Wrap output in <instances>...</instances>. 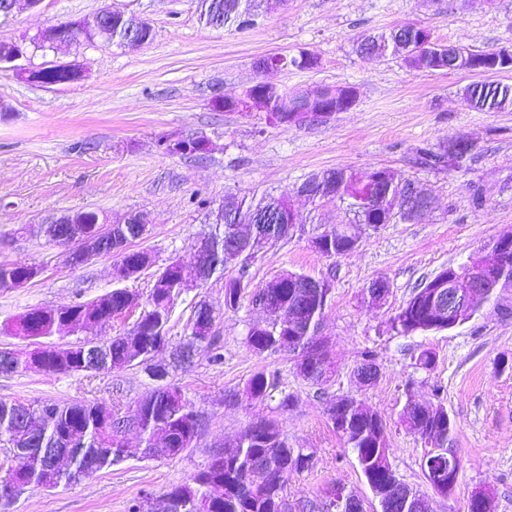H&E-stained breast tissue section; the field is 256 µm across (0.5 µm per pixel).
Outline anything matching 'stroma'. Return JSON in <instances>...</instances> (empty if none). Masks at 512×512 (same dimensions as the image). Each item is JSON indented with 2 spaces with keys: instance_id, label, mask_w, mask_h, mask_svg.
<instances>
[{
  "instance_id": "obj_1",
  "label": "stroma",
  "mask_w": 512,
  "mask_h": 512,
  "mask_svg": "<svg viewBox=\"0 0 512 512\" xmlns=\"http://www.w3.org/2000/svg\"><path fill=\"white\" fill-rule=\"evenodd\" d=\"M106 4L148 21L152 40L136 48L82 40L30 54L34 67H78L80 79L65 85L42 86L0 69V100L7 106L0 112V265L41 269L26 287L0 289V348L28 352V342L6 329L28 309L87 302L113 288V256L71 267L64 249L38 230L49 215L96 210L116 222L144 212L149 230L137 247L189 268L206 207L228 195L284 194L297 213L295 232L251 263V285L261 287L285 270L329 283L321 334L335 374L315 385L297 374L291 355L252 353L244 338L264 315L247 301L225 310L224 278L214 275L176 301L168 323L172 344H179L195 303L207 300L219 311L214 349H199L176 367L169 354L158 356L169 366L168 383L201 416L191 448L144 459L135 431H127L129 454L119 464L49 491L27 489L9 512H128L134 499L188 482L225 441L261 418L278 422L292 447L314 454L313 466L285 488V512L321 502L336 484L362 499L366 512H379L353 450L327 422V402L345 395L381 416L397 477L427 499L430 512H467L481 488L489 491L493 512H512V290L450 330L402 335L389 327L421 283L512 234V111L464 105L460 92L477 74L411 69L356 45L363 33L415 23L442 44L512 49V0H272L257 25L242 31L204 26L195 0H42L38 9L0 19V41L92 18ZM302 51L317 57L314 69L255 70L261 57ZM259 79L291 92L351 86L358 99L328 123L288 128L263 112L212 109L214 95L238 93ZM164 135H202L212 147L202 158L168 155L157 147ZM458 139L472 145L460 166L420 164V150ZM377 168L411 180L427 197L419 216L397 212L389 224L367 230L342 203L312 204L296 193L314 172L347 169L365 178ZM334 224L351 225L360 242L345 256L327 258L309 239ZM378 278L391 291L381 307L364 295ZM424 349L436 355L428 369L415 363ZM368 351L379 376L363 387L355 371ZM260 370L278 374L293 396L288 410L274 399L242 397ZM156 386L136 366L100 373L30 369L0 374V401L97 402L124 414ZM411 400L442 402L456 423L449 445L462 469L451 496L433 491L421 468L429 446L400 422Z\"/></svg>"
}]
</instances>
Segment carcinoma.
Here are the masks:
<instances>
[{"label":"carcinoma","instance_id":"obj_1","mask_svg":"<svg viewBox=\"0 0 512 512\" xmlns=\"http://www.w3.org/2000/svg\"><path fill=\"white\" fill-rule=\"evenodd\" d=\"M263 0H197L199 20L207 26L228 27L245 30L253 27L259 18ZM419 31L410 27L403 30L394 28L364 37L360 50L370 46L374 53H387L403 58L410 68L433 71L437 66L448 65V52L443 58H431L429 62L412 63L408 61L406 44L401 38H417ZM271 59L283 63L285 67L309 70L312 65L303 62V53L288 56L274 54ZM41 85H58L66 80V75L54 67L38 68ZM464 99L469 106L478 111L500 112L512 109V85L497 81H484L471 84L464 89ZM293 96L272 95L267 99L268 117L288 115V107ZM336 175V181L342 185L344 193L355 201L371 193L370 185L362 182L356 173L345 169L334 172L324 171L309 176L302 186L317 188L328 174ZM285 197L262 196L258 199L236 200L229 198L224 202V210L233 214V222L224 224V228H214L200 235V241L223 239L234 233L235 224H274L276 216L286 208ZM349 225L336 224L324 229V235L330 237L329 249L322 252L326 257H338L352 251L348 247ZM148 232L145 224L112 225V253L122 255L128 261L138 262L150 254L145 249L134 248V242ZM257 258V251L248 243L240 246L236 265L238 275L227 277L231 268L226 256H220L215 266L205 271L210 278L219 272L224 275V309L235 311L241 306L244 291L242 287L250 285L248 267ZM28 271L26 264L0 265V287L12 289L14 280ZM178 266L169 267L166 276L152 273L153 284L148 294V310L139 325L140 335L112 336L98 346L96 359L101 370L110 372L128 366H141L145 373L156 381L167 377L164 365L154 362L155 345L165 347L170 344L167 336V324L172 304L166 302V295L175 286ZM304 274L285 271L261 287L269 297L270 306L265 311L264 326L252 325L245 337L249 350L257 354L277 355L290 351L291 347L303 343L307 345L304 356L305 366L301 375L316 385L327 382V369L330 359L323 347L315 341V336L305 332L308 324L318 325L322 320L330 297V289L320 291L316 288H298L295 281ZM488 288L482 299H465L462 306L464 319L473 318L489 302L497 291L512 288V252L508 253L500 264L488 271ZM431 281L417 288L413 295L399 309L391 320V329L406 335L414 332L442 331L444 326L428 319L425 301L430 294ZM37 309L19 316L7 326L13 335L27 339L34 335L50 337L57 323L51 316L36 315ZM215 336H195L192 327L186 328L185 342L180 344L178 357H188L199 345L213 346ZM87 341L60 347L57 352H48L42 358V364L36 361H23L17 365L1 369L2 374H13L36 368L43 372L56 373L79 372L80 360L84 357ZM279 387V378L274 372L264 370L254 373L245 384L243 394L249 400L264 401L273 397ZM138 411L130 418L132 429L142 442L149 443L152 433L158 426L171 434L170 447L180 453L191 447L201 426V420L190 422L185 408L193 407L176 387L160 386L147 394L137 403ZM326 415L336 434L344 445L353 449L359 467L369 487L382 490L395 475L391 463V449L377 445L378 435L383 429L380 417L371 416L354 405V398L344 397V404L332 400L326 407ZM109 409L90 402L67 404L43 402L37 405L8 403L0 401V443H7L12 437H29L31 448H56L65 430L80 429L85 440L80 445L69 448L74 467L78 468L89 459L98 462L97 471L112 467L121 459L124 438L118 436L108 424ZM403 424L411 432L420 435L431 444L428 452L432 459V470L442 469L444 448L448 447V438L455 433V422L448 415L443 404L435 409L424 411L415 409L403 414ZM224 462L219 465L209 463L207 468L190 481L172 487L167 494L179 496L186 504L187 512H283L281 493L288 480L294 474L310 467L313 453L303 448H293L278 425L267 419L251 420L238 433L234 441L226 444ZM253 460L265 464L272 475V481L263 487L253 486L246 478V466ZM20 479L34 487H41L51 476V467L42 457L31 455L19 468ZM362 500L346 493L343 501L336 500V489L327 491L326 501L321 505L325 512H359L356 506Z\"/></svg>","mask_w":512,"mask_h":512}]
</instances>
